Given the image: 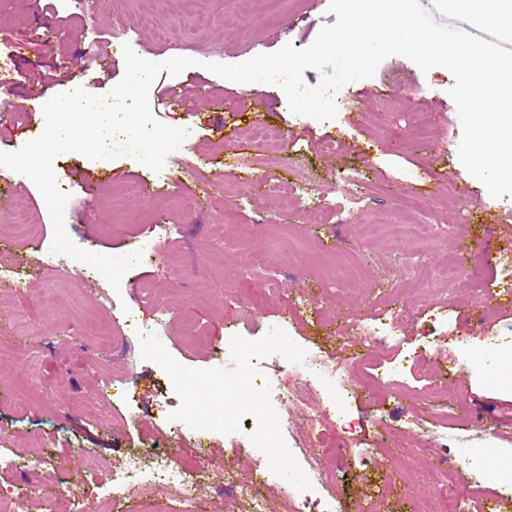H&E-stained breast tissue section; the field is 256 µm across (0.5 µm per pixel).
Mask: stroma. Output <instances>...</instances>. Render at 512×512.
I'll return each mask as SVG.
<instances>
[{"label":"stroma","instance_id":"stroma-1","mask_svg":"<svg viewBox=\"0 0 512 512\" xmlns=\"http://www.w3.org/2000/svg\"><path fill=\"white\" fill-rule=\"evenodd\" d=\"M329 0H0V56L8 59L7 101L24 100L35 89L56 95L84 84L107 94L118 76L97 74L93 59L110 56L119 40L140 43L143 56L161 45L186 47L196 65L171 77L160 74L149 93L164 124L190 129L195 156L171 158L184 171L182 188L148 196V167L124 155L91 160L61 154L57 176L70 195L65 226L80 247L130 253L146 246L160 264L136 266L120 289L80 267H45L31 243L46 245L53 225L42 195L29 181H14L13 196L39 216L38 238L20 236L0 265L23 273L25 295L0 278V321L8 322L15 352L0 360V455L15 466L0 469V494L16 492L37 478L47 493L29 502L27 512H58L53 493L63 476L83 480L79 451L99 459L98 475L108 478L127 452L163 442L174 448V465L190 472L199 454L209 458L197 496L207 512H241L221 496L225 471L250 479L255 458L246 432L199 437L190 427L170 433L161 420L159 392L169 382L156 363L143 360L140 340L126 318L154 323L182 316L186 333L165 348L182 365L208 369L214 362L197 337L249 340L287 316L288 331L302 345L316 344L333 360L358 362L360 373L403 364L391 395L372 398L353 391L350 426L329 420L320 438L321 466L314 482L324 497L340 501L342 512H410L430 502L435 512H478L502 491L503 476L486 478L472 492L449 484L431 467L442 444L465 454L477 436L491 434L512 456V373L476 368L461 356L456 337L478 345L484 332L512 337V311H495L477 322L474 313L485 292L512 286V198L496 199L458 159L453 137L458 112L448 95V70L429 73L410 61L387 57L374 77L350 88L354 101L334 119L298 124L283 90L263 84L242 90L209 71L212 63L239 64L286 44L310 45L324 25L334 24ZM209 87L203 111H169L170 91L193 99L199 84ZM431 134L413 140L416 112ZM285 133L281 154L263 155L248 140L254 121ZM357 173L363 195L352 202L339 191L328 196L323 223L315 224L293 188L328 184L333 176ZM270 173L284 187L263 197L252 183ZM99 185L96 198L84 193L86 180ZM194 195L187 214L178 193ZM470 197L467 222H458L450 201ZM402 215L404 222L431 225L434 243L389 236L361 241L360 220ZM465 248L476 264L478 291L420 295L429 285L428 268L443 254ZM357 314L389 322L397 338L376 346L362 362V343L345 328ZM123 335L114 349L101 344L102 317ZM433 331L435 341L424 340ZM389 438L400 460L410 462L409 495L390 486L389 461L376 453ZM370 452L360 469L353 449ZM45 456L50 465L33 471L28 461Z\"/></svg>","mask_w":512,"mask_h":512}]
</instances>
